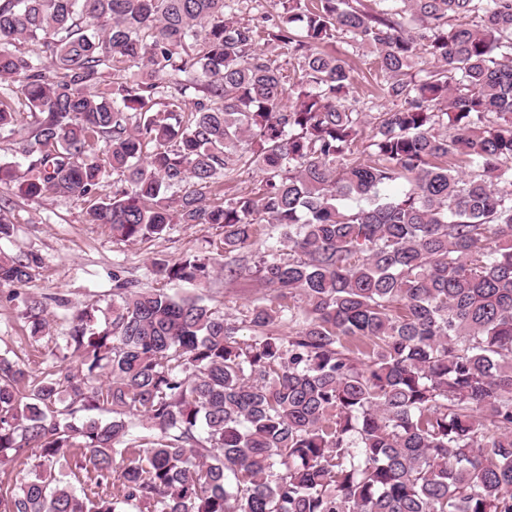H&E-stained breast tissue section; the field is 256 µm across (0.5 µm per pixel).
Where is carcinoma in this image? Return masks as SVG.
Instances as JSON below:
<instances>
[{"mask_svg":"<svg viewBox=\"0 0 512 512\" xmlns=\"http://www.w3.org/2000/svg\"><path fill=\"white\" fill-rule=\"evenodd\" d=\"M378 2L282 0L260 28L226 0H0V81L31 117L0 97L27 160L0 185L87 203L121 242L217 224L230 256L283 229L240 320L118 267L104 328L73 311L43 369L0 352V471L35 459L0 512H512V0ZM338 39L374 56L371 119ZM164 80L194 90L187 116ZM243 143L263 179L209 202ZM36 267L0 252V284ZM154 267L211 278L197 255ZM16 296L44 334L43 299Z\"/></svg>","mask_w":512,"mask_h":512,"instance_id":"cac0c4a2","label":"carcinoma"}]
</instances>
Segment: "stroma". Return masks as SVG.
<instances>
[{
    "instance_id": "obj_1",
    "label": "stroma",
    "mask_w": 512,
    "mask_h": 512,
    "mask_svg": "<svg viewBox=\"0 0 512 512\" xmlns=\"http://www.w3.org/2000/svg\"><path fill=\"white\" fill-rule=\"evenodd\" d=\"M354 70V81L348 100L363 112H374L383 102L376 96V78L372 58L366 51L347 54ZM6 198L5 213L14 226L10 238L0 240V251L10 255L36 254L40 259L31 292L42 295L48 302L49 334L31 337L17 318L15 303L9 302L10 286H0V348L8 349L38 368L39 356L50 344L51 337L61 335L67 326L68 307H60L56 298L68 299L70 305H94L97 309L93 326L103 328L112 305V269L122 265L128 276L146 288L166 287L168 292L181 293L180 283H163L153 275L151 264L157 259L177 260L189 255L213 259L215 271L204 290L213 306L230 317L244 314L258 284L247 274L254 265L256 247L238 254L233 266L238 276L224 275L225 258L220 250L224 236L215 224H177L162 238L143 239L133 243L114 241L108 231L83 223L81 208L65 198L39 201L24 199L17 188L0 190Z\"/></svg>"
}]
</instances>
